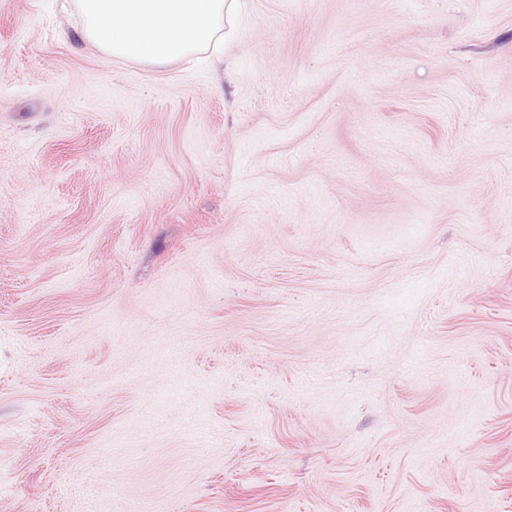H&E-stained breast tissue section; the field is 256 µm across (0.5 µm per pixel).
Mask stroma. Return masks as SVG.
<instances>
[{
    "label": "stroma",
    "instance_id": "35a3bbf8",
    "mask_svg": "<svg viewBox=\"0 0 512 512\" xmlns=\"http://www.w3.org/2000/svg\"><path fill=\"white\" fill-rule=\"evenodd\" d=\"M81 23L0 0V512H512V0ZM227 0H79V33L106 57L163 64L186 59L221 39Z\"/></svg>",
    "mask_w": 512,
    "mask_h": 512
}]
</instances>
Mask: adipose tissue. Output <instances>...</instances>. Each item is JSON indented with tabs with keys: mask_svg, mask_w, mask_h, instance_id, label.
I'll return each mask as SVG.
<instances>
[{
	"mask_svg": "<svg viewBox=\"0 0 512 512\" xmlns=\"http://www.w3.org/2000/svg\"><path fill=\"white\" fill-rule=\"evenodd\" d=\"M82 40L107 57L163 64L218 43L231 0H79Z\"/></svg>",
	"mask_w": 512,
	"mask_h": 512,
	"instance_id": "adipose-tissue-1",
	"label": "adipose tissue"
}]
</instances>
